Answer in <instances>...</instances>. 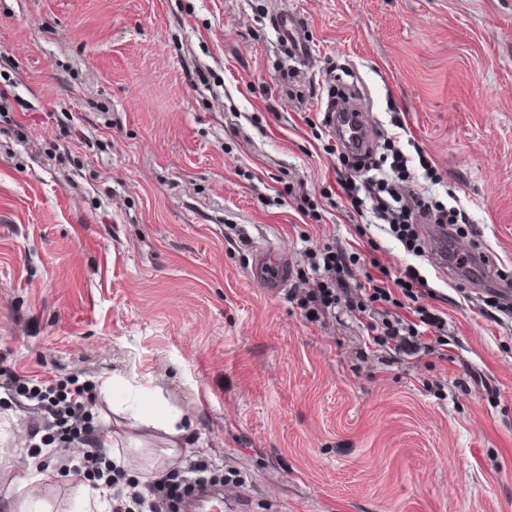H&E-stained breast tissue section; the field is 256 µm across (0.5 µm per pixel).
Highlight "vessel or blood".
<instances>
[{"mask_svg":"<svg viewBox=\"0 0 512 512\" xmlns=\"http://www.w3.org/2000/svg\"><path fill=\"white\" fill-rule=\"evenodd\" d=\"M274 28L280 43L296 62L306 64L311 61L314 50L298 16L287 11L278 13ZM325 114L341 152L352 158L365 156L371 141L370 127L357 96L349 93L329 98ZM434 235L437 239L434 249L436 266L442 274H453L455 267L460 266L486 290H500L501 282L496 271L485 264L480 252L461 248L456 238L447 235L443 229H435ZM250 278L272 296L291 287L293 274L287 254L270 248L258 250L252 261Z\"/></svg>","mask_w":512,"mask_h":512,"instance_id":"b4317fda","label":"vessel or blood"}]
</instances>
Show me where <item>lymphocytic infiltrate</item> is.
<instances>
[{"instance_id": "f902f5d3", "label": "lymphocytic infiltrate", "mask_w": 512, "mask_h": 512, "mask_svg": "<svg viewBox=\"0 0 512 512\" xmlns=\"http://www.w3.org/2000/svg\"><path fill=\"white\" fill-rule=\"evenodd\" d=\"M400 181L412 185L414 178L407 158L398 150L391 164L370 158L360 165L346 196L356 214L372 210L376 219L393 226L406 251L419 254L423 245L414 229L416 217L452 227L458 224L460 214L456 208L427 202L420 192L403 194L396 187ZM357 261L356 254L342 250L321 253L311 263L315 274L312 287L291 289L292 301L317 322L337 308H346L361 325L369 344L390 359L437 354L443 339L438 333L437 317L424 305L425 299L433 295L424 279L412 270L395 276L374 258L355 290L337 287V274ZM84 404L85 389L78 386L55 397L40 396L37 414L42 425L54 430L62 443L84 445L86 474L108 485L112 482L113 464L100 441L84 425ZM207 471V465L190 459L182 470L156 479L147 490L116 489L112 493L111 512H174L188 485L203 481Z\"/></svg>"}]
</instances>
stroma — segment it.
I'll return each instance as SVG.
<instances>
[{
	"label": "stroma",
	"instance_id": "35a3bbf8",
	"mask_svg": "<svg viewBox=\"0 0 512 512\" xmlns=\"http://www.w3.org/2000/svg\"><path fill=\"white\" fill-rule=\"evenodd\" d=\"M291 10L301 66L273 19ZM0 368L88 388L124 483L209 464L223 512H512V301L358 227L325 102L355 91L459 240L512 284V0H0ZM304 186L309 215L290 187ZM361 255L435 289L446 359L308 323L256 250ZM109 392H102L103 381ZM181 414L172 437L139 407ZM0 387V512H83V448ZM47 479H34V460ZM273 27L278 39L289 54L300 64H306L314 56L310 41L305 36L300 18L288 11L276 15Z\"/></svg>",
	"mask_w": 512,
	"mask_h": 512
}]
</instances>
